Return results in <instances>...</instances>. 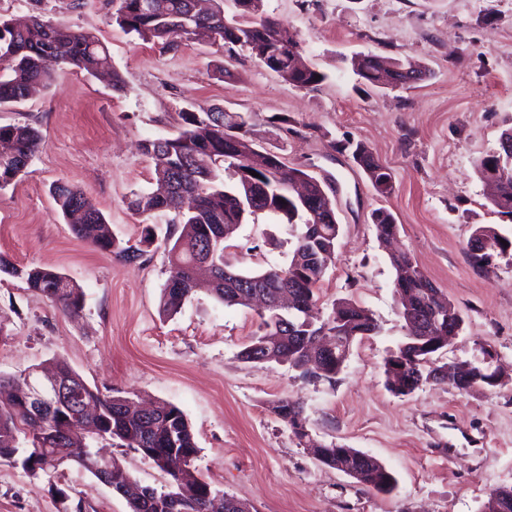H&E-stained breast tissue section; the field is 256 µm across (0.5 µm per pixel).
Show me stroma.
I'll list each match as a JSON object with an SVG mask.
<instances>
[{"label": "stroma", "mask_w": 512, "mask_h": 512, "mask_svg": "<svg viewBox=\"0 0 512 512\" xmlns=\"http://www.w3.org/2000/svg\"><path fill=\"white\" fill-rule=\"evenodd\" d=\"M266 15L303 44V60L324 73L300 89L247 49L203 41L174 51L124 32L111 0H0L5 18L36 14L94 34L126 90L52 65L50 85L0 106V125L39 128L43 145L17 178L0 187V255L17 268L51 267L79 284L81 311L68 315L0 273V374L65 361L102 392L165 400L190 421L198 471L253 512H481L491 489L512 486V253L484 270L466 244L489 225L512 239L477 162L512 129V0H262ZM411 60L423 81L404 88L360 85L354 58ZM229 110L245 115L260 150L332 182L341 234L319 290L318 308L351 298L376 320L355 340L334 381L289 365L239 357L257 314L225 306L195 288L165 317L159 299L169 276L166 217L127 206L156 188L153 161L139 145L169 137L180 114ZM288 117L287 130L272 126ZM367 144L392 177L381 196L351 151ZM66 183L89 197L124 245L143 249L129 264L75 237L52 196ZM390 212L398 245L457 308L462 332L438 359L469 361L491 346L502 381L460 393L426 383L407 396L386 386L385 360L406 330L394 270L373 224ZM293 231L263 218L240 225L228 254L246 271L286 265ZM298 398L312 436L377 458L397 480L388 494L318 461L275 413ZM49 493L47 477L0 464V512H128L127 502L78 466Z\"/></svg>", "instance_id": "1"}]
</instances>
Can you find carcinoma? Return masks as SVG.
Returning a JSON list of instances; mask_svg holds the SVG:
<instances>
[{
	"label": "carcinoma",
	"instance_id": "obj_1",
	"mask_svg": "<svg viewBox=\"0 0 512 512\" xmlns=\"http://www.w3.org/2000/svg\"><path fill=\"white\" fill-rule=\"evenodd\" d=\"M214 7L199 16V24L209 29L211 38L231 48L241 46L262 63L275 62L280 76L300 89H311L325 80V74L310 68L290 67L292 55L301 51L300 42L281 22L260 13L261 0H252V8L237 12L232 19L224 15V0H213ZM115 22L128 34L146 42H157L166 49H176L191 39L183 28V17L195 9L196 0H161L156 12L144 10L140 0H112ZM73 67L94 75L112 72V89L124 90L121 75L112 69L108 48L94 35L77 30L64 22L44 20L38 16L25 19H0V104L24 101L38 85H46L51 72L46 61ZM387 58L369 55L360 61L358 75L365 83L380 87L385 84ZM399 83L414 84L426 70L415 69L409 61L394 60ZM183 127L177 135L146 140L141 151L155 164L157 182L170 187L166 196L156 193L137 194L128 206L141 214L175 212L181 232L171 231L174 238L169 248V277L179 280L181 295L162 289L160 309L165 315L178 311L193 291L191 265L195 258L213 251L211 265L216 284L213 293L226 306H246L237 300L239 278L253 281L258 291L273 297L282 288L301 281L306 285L304 303L316 306L318 285L330 259L329 250L336 245V225L319 224L303 207L292 181L304 171L288 167L281 181L273 185L271 204L277 212L267 215L291 227L300 225L296 244L288 266H271L262 271H245L226 260L221 244L211 249V240H227L240 224L256 221L258 210L241 213L224 209V198L232 195L249 200L253 187L239 176L228 184L220 172L250 169L260 175L258 181L270 182L265 174L266 157L257 156L248 139L241 148L229 154L224 151V112H183ZM42 143L38 128L30 125L0 126V182L7 185L27 167ZM368 175L382 167L379 159L365 144L355 147ZM55 201L75 236L103 252L113 253L127 263H135L142 251L124 247L113 235L104 215L82 192L60 184L55 188ZM500 212L512 215V159L505 155L498 175L497 192L491 197ZM0 272L21 275L28 288L60 306L70 314L83 306L82 288L62 272L53 268L22 271L0 257ZM258 330L248 346L263 342L268 336L279 337L271 353L283 357L289 366L302 375L319 376L331 381L334 376L310 369L313 352L309 348L314 337L325 330L336 336L350 337L356 331L376 332L378 325L372 315L349 298L334 301L332 311L317 324L298 306L285 309L259 308ZM55 370L73 384L74 404L91 405L99 414L93 424L75 428L68 434L56 429L57 415L33 412L12 393L13 379L0 376V462L19 466L36 476L55 473L71 462L100 478L95 466L91 442L110 439L150 461L168 476L161 487L145 486L143 503H128L130 512H209L207 496L224 498V491L195 474L194 461L199 448L185 413L176 405L161 401L160 414L142 418L122 410L121 396L103 394L91 387L66 362L60 360ZM356 480L378 492L393 487L394 475L380 462L365 464Z\"/></svg>",
	"mask_w": 512,
	"mask_h": 512
}]
</instances>
